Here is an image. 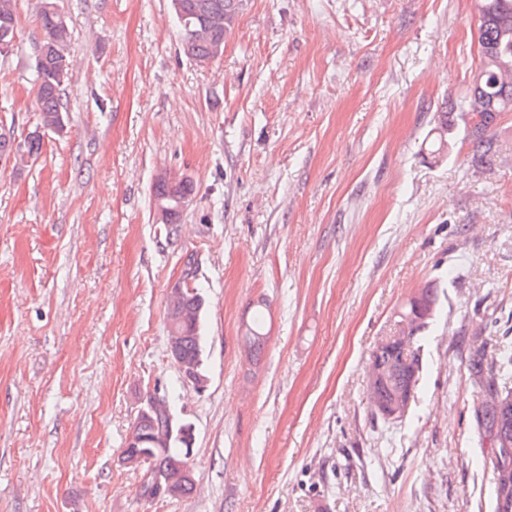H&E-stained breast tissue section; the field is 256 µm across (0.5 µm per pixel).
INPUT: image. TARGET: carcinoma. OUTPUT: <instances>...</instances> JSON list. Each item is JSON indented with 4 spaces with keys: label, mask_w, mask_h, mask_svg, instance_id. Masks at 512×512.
<instances>
[{
    "label": "carcinoma",
    "mask_w": 512,
    "mask_h": 512,
    "mask_svg": "<svg viewBox=\"0 0 512 512\" xmlns=\"http://www.w3.org/2000/svg\"><path fill=\"white\" fill-rule=\"evenodd\" d=\"M180 14L177 20L180 28L184 53L195 61L213 56L217 46L224 41L233 29L243 0H177ZM475 3L488 7L487 17L478 26L479 65L475 73L480 76V85H471L460 99L450 103V110L438 113L431 153L438 159L448 154L450 137L447 131L450 112L458 110L471 116L473 125L467 135L471 137L486 162L496 161L498 149L492 139L485 136L488 128L494 125L499 115L512 111V0H475ZM54 0H43L40 12V25L45 32L41 41L44 47L42 59L35 64L36 95L35 106L39 112L40 126L52 128L65 121L67 106L62 98V85L66 75L57 65V54L67 50L71 38L70 30L53 8ZM19 0H0V53L9 50L18 22ZM218 12L224 17V27L208 37L204 35L205 22L211 14ZM41 137L30 134L18 143L12 135L0 132V161L6 162L19 153L31 157L39 154ZM193 186L188 180L173 184L157 181L153 186L154 198L170 208V223L164 225L166 235L177 233V223L181 211L180 202L190 200ZM181 309L190 313L189 319L178 324V356L185 362L202 365V318L205 300L198 286L184 288L180 302ZM246 345L251 356L259 359L265 344L266 332L262 312H257L244 331ZM470 375L477 393L493 388L505 396L512 395V356L504 355L498 360H488L484 352L476 351L470 359ZM169 425L165 417H157L140 429L144 442H126L123 454L135 457L151 447L150 439L164 431ZM190 448L185 438L175 437L156 453L148 456L145 462L148 470L160 474H176L188 466Z\"/></svg>",
    "instance_id": "cac0c4a2"
}]
</instances>
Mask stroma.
I'll return each mask as SVG.
<instances>
[{"label": "stroma", "mask_w": 512, "mask_h": 512, "mask_svg": "<svg viewBox=\"0 0 512 512\" xmlns=\"http://www.w3.org/2000/svg\"><path fill=\"white\" fill-rule=\"evenodd\" d=\"M63 132L0 163V512H493L469 356L512 337V112L482 166L445 101L479 63L474 0H245L220 60L181 48L170 0H58ZM41 0L0 55V120L35 130ZM193 184L167 237L159 173ZM200 261L204 389L167 350ZM404 417L371 418L377 340L425 283ZM259 359L242 336L258 300ZM194 428L192 493L144 500L121 462L141 399ZM452 112L444 111L438 113V119L434 130V139L431 141V153L438 159L444 158L448 154L449 140L451 139L448 134L451 123H448L449 115ZM432 130V131H433ZM445 131H447L445 133Z\"/></svg>", "instance_id": "stroma-1"}]
</instances>
